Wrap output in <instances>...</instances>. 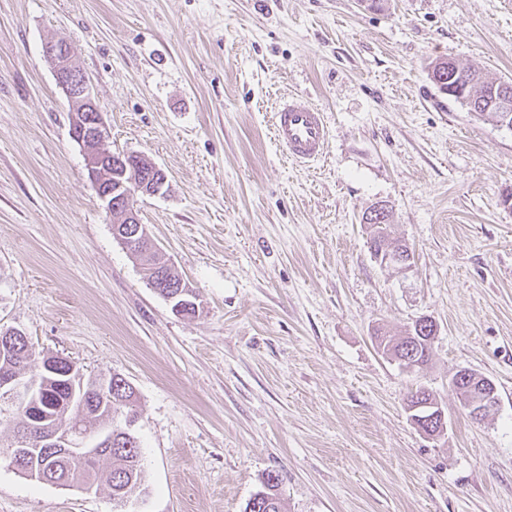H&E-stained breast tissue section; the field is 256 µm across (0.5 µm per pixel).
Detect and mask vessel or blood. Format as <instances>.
<instances>
[{"label":"vessel or blood","instance_id":"vessel-or-blood-1","mask_svg":"<svg viewBox=\"0 0 512 512\" xmlns=\"http://www.w3.org/2000/svg\"><path fill=\"white\" fill-rule=\"evenodd\" d=\"M273 133L287 157L299 165L317 162L328 151L324 112L299 95L281 103L273 116Z\"/></svg>","mask_w":512,"mask_h":512}]
</instances>
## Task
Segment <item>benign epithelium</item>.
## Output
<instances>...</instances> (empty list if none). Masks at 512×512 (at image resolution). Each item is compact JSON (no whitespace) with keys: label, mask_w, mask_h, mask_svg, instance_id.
I'll return each mask as SVG.
<instances>
[{"label":"benign epithelium","mask_w":512,"mask_h":512,"mask_svg":"<svg viewBox=\"0 0 512 512\" xmlns=\"http://www.w3.org/2000/svg\"><path fill=\"white\" fill-rule=\"evenodd\" d=\"M45 60L51 65L57 86L70 105V131L80 146L85 159L87 176L98 197L104 203L113 220L112 233L125 248L143 251L145 261L141 269L146 280L156 288L170 286L178 288L171 296L181 304H196V294L184 290V283L167 284L165 271L170 266L162 260V254L151 239L146 225L142 224L134 204L138 195L153 196L161 192L165 173L153 165L149 176L144 178L135 168L131 155L112 153L104 149L108 130L101 117L99 100L92 79L77 64L70 46L63 40L48 41L43 48ZM376 260L396 268L400 272L410 269L412 256L409 253L374 251ZM470 416L483 419L498 402L496 386L491 379L472 370H461L451 380ZM40 389L36 383L20 374H9L0 378V402L19 410L31 430L37 432V442L46 448H56L65 456H76L94 461L104 448L112 447V433L105 431L93 444L86 443L85 434L79 426L57 428L38 409ZM416 427L429 438H435L446 429L445 411L439 402L417 405L409 410ZM30 435H18L15 440L0 450L17 465L20 449L26 447Z\"/></svg>","instance_id":"benign-epithelium-1"}]
</instances>
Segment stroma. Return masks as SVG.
Returning <instances> with one entry per match:
<instances>
[{"mask_svg":"<svg viewBox=\"0 0 512 512\" xmlns=\"http://www.w3.org/2000/svg\"><path fill=\"white\" fill-rule=\"evenodd\" d=\"M50 40L91 77L106 149L166 173L137 208L196 315L114 238ZM441 57L512 79V0H0V329L134 387L140 512H245L270 471L284 512H512V131L438 91ZM291 93L328 120L306 167L273 138ZM379 203L408 272L371 254ZM424 316L432 359L408 372L372 329ZM462 369L496 385L483 420ZM0 512L116 508L0 460ZM470 416L482 420L498 402L496 386L491 379L472 370H461L451 380ZM465 385V386H464ZM408 412L412 414L411 419L416 427L428 438L433 439L443 433L446 429L445 411L438 400L432 404L417 405L408 410ZM436 421L438 428L433 431L431 424H434ZM422 424H425V426L429 425V427L422 428Z\"/></svg>","mask_w":512,"mask_h":512,"instance_id":"1","label":"stroma"}]
</instances>
